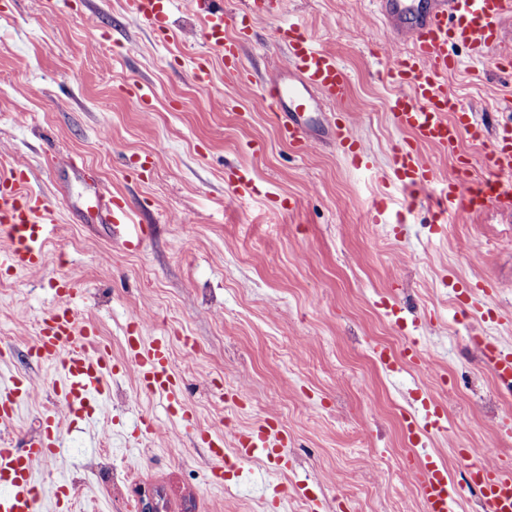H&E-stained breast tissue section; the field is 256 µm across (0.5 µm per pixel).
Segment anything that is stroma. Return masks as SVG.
Masks as SVG:
<instances>
[{"instance_id":"obj_1","label":"stroma","mask_w":512,"mask_h":512,"mask_svg":"<svg viewBox=\"0 0 512 512\" xmlns=\"http://www.w3.org/2000/svg\"><path fill=\"white\" fill-rule=\"evenodd\" d=\"M257 12L243 51L251 85L217 70L204 90L191 72L213 51L190 0H176L165 35L127 0H0V166L24 170L57 217L40 268L0 266V350L13 354L0 379L33 387L13 437L36 434L55 406L53 369L28 354L52 309L68 304L116 366L94 414L65 421L60 453L34 474L46 512L64 483L73 512H308L309 495L319 512H422L407 458L440 459L453 485L460 447L512 459V397L470 341L480 333L512 348V213L463 210L439 224L426 204L408 207L393 174L407 135L387 110L384 70L409 47L369 0H258ZM291 18L347 72L341 109L369 169L330 143L296 155L255 105L283 64L276 32ZM454 53L448 92L487 127L483 143L462 141L454 156L422 147L443 183L463 157L482 176L475 159L512 99L499 50ZM134 84L151 87L149 106L127 94ZM73 156L132 204L147 228L139 250L94 223L83 173L64 167ZM236 172L255 192L234 193ZM377 201L386 210L371 224ZM464 281L479 291L461 307ZM492 283L498 293L483 295ZM138 334L166 337L175 399L141 392L122 369ZM412 340L437 378L400 358ZM424 390L441 402L442 426L419 447L407 420ZM266 422L288 433L287 466L244 461L214 481L201 432L229 443Z\"/></svg>"}]
</instances>
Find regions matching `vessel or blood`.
Wrapping results in <instances>:
<instances>
[{
	"label": "vessel or blood",
	"mask_w": 512,
	"mask_h": 512,
	"mask_svg": "<svg viewBox=\"0 0 512 512\" xmlns=\"http://www.w3.org/2000/svg\"><path fill=\"white\" fill-rule=\"evenodd\" d=\"M173 0H130L132 14L144 23L163 30L167 27ZM395 38H404L411 52L389 61L385 72L393 86L389 111L394 125L410 137L394 151L395 173L406 197L427 194L434 219L447 223L458 210L483 211L494 208L512 210V136L504 135L483 152L486 177L471 179L467 168L445 187L429 191V171L419 154L423 145L456 154L461 135L482 140L483 121L448 93L446 80L457 60L450 56L452 44L467 46L475 55L501 47L507 38L506 26L512 22V0H374ZM204 18V35L227 76L242 85L251 78L241 56L257 14L248 6L228 12L224 0H196ZM289 73L294 82L270 81L260 96L264 108L273 112L281 137L299 155L314 152L320 140L304 121L308 112L320 111L322 104L340 103L348 95L349 79L336 56L316 48L306 30L288 24L278 30ZM332 137L354 167L368 166L370 156L354 133L345 114L330 116ZM27 180L16 169L0 170V239L7 241L6 260L21 270L42 265L48 226L55 212L43 198L29 191ZM98 223L108 224L116 237L129 249L141 244L143 227L131 218L121 196L98 192L93 198ZM475 344L485 364L500 386L512 391V351L503 349L488 336H479ZM32 355L39 363L54 366L59 376L51 389L63 412H48L40 430L27 442L0 446V512H42V494L33 474L36 467L54 457L62 439L64 416L82 412L86 404L105 393L112 374V355L94 330L79 323L69 306L53 309L45 319L33 344ZM125 361L135 373L140 389L152 395L172 396L179 383L170 365V352L164 338L138 339L128 344ZM31 394L29 383L14 381L0 385V430L13 427L17 409ZM424 420L410 419L412 438L438 427L437 402L423 396ZM215 460L214 476H221L224 454L232 452L240 460L265 458L283 461L285 438L277 431L257 426L237 433L232 445H225L223 433L209 434ZM462 490L480 495L484 512H512V467L498 462L485 463L473 449L461 448ZM415 488L424 512H456L460 490L448 482L446 466L428 456L415 473Z\"/></svg>",
	"instance_id": "vessel-or-blood-1"
}]
</instances>
